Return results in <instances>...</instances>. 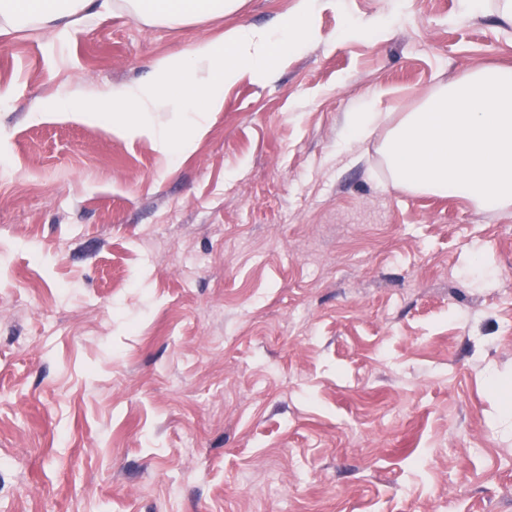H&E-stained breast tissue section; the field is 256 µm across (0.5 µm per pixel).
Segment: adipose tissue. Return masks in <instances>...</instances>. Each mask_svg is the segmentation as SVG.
Returning a JSON list of instances; mask_svg holds the SVG:
<instances>
[{
	"label": "adipose tissue",
	"instance_id": "adipose-tissue-1",
	"mask_svg": "<svg viewBox=\"0 0 512 512\" xmlns=\"http://www.w3.org/2000/svg\"><path fill=\"white\" fill-rule=\"evenodd\" d=\"M243 0H123L125 11L148 26L190 25L235 13ZM112 0H0V33L47 29L66 37L75 17L103 18Z\"/></svg>",
	"mask_w": 512,
	"mask_h": 512
}]
</instances>
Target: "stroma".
<instances>
[{
	"instance_id": "1",
	"label": "stroma",
	"mask_w": 512,
	"mask_h": 512,
	"mask_svg": "<svg viewBox=\"0 0 512 512\" xmlns=\"http://www.w3.org/2000/svg\"><path fill=\"white\" fill-rule=\"evenodd\" d=\"M297 0L0 36V512H512V206L394 185L379 127L512 24L323 0L189 154L54 116ZM386 120L380 112H350L346 114L340 143L348 146L366 140L374 129Z\"/></svg>"
}]
</instances>
